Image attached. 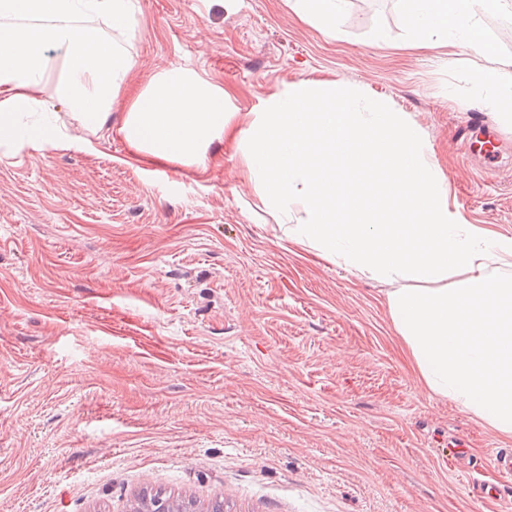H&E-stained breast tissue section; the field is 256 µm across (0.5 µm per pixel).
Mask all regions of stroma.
I'll list each match as a JSON object with an SVG mask.
<instances>
[{
	"mask_svg": "<svg viewBox=\"0 0 512 512\" xmlns=\"http://www.w3.org/2000/svg\"><path fill=\"white\" fill-rule=\"evenodd\" d=\"M128 87L173 66L253 112L302 80L383 98L467 223L512 236L505 89L459 34L416 45L401 0H345L334 34L288 0H137ZM480 112L488 174L457 127ZM243 149L183 165L121 138L0 155V512H130L162 487L226 512H512L501 441L429 397L380 285L282 248Z\"/></svg>",
	"mask_w": 512,
	"mask_h": 512,
	"instance_id": "35a3bbf8",
	"label": "stroma"
}]
</instances>
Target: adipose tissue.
Segmentation results:
<instances>
[{"instance_id": "adipose-tissue-1", "label": "adipose tissue", "mask_w": 512, "mask_h": 512, "mask_svg": "<svg viewBox=\"0 0 512 512\" xmlns=\"http://www.w3.org/2000/svg\"><path fill=\"white\" fill-rule=\"evenodd\" d=\"M483 5L403 0L421 44L465 32L512 84V71L469 25ZM136 31L135 0H0V147L93 152L112 129L137 155L191 164L213 142L233 139L262 203L283 217L284 247L380 284L421 388L512 442V237L466 223L449 204L418 129L385 101L358 112L342 83L311 80L242 117L226 111L222 87L180 66L127 96L125 119L113 126ZM53 49L64 76L51 100L41 87ZM59 102L68 124L49 119Z\"/></svg>"}]
</instances>
